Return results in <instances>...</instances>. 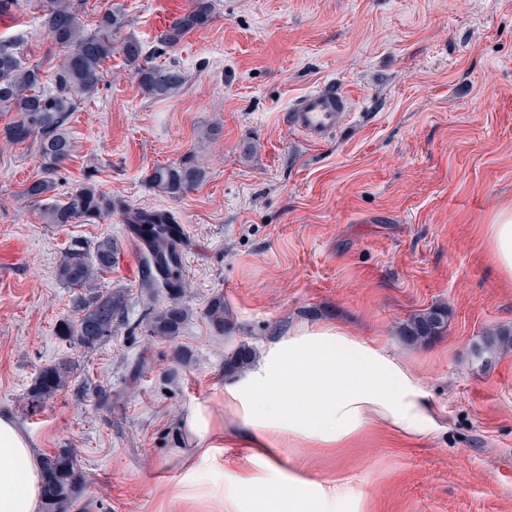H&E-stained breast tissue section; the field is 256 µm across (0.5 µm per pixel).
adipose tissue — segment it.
Returning a JSON list of instances; mask_svg holds the SVG:
<instances>
[{"label": "adipose tissue", "mask_w": 512, "mask_h": 512, "mask_svg": "<svg viewBox=\"0 0 512 512\" xmlns=\"http://www.w3.org/2000/svg\"><path fill=\"white\" fill-rule=\"evenodd\" d=\"M484 243L512 281V207L487 225ZM444 419L411 366L379 341L341 323H299L270 341L220 398L190 408L181 424L188 445L178 457L184 482L194 486L205 472L223 471L233 448L249 449L274 473L270 491L240 470L227 489H215L213 512L228 502L243 512H361L362 479H310L294 449L351 448L378 432L419 439L443 429ZM42 486L28 436L0 413V512H39Z\"/></svg>", "instance_id": "obj_1"}]
</instances>
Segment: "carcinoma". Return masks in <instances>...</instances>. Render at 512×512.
I'll list each match as a JSON object with an SVG mask.
<instances>
[{
    "mask_svg": "<svg viewBox=\"0 0 512 512\" xmlns=\"http://www.w3.org/2000/svg\"><path fill=\"white\" fill-rule=\"evenodd\" d=\"M82 6V0H37L52 43L64 53L50 91L43 90L40 66L23 61L22 41L0 39V112L14 113L12 120L0 128V139L7 144L35 140L42 161L41 176L25 186L23 196L43 206L41 215L47 224H70L75 220L94 224L112 214L115 206L112 196L89 178L65 202H50L58 167L74 149L68 121L76 98L91 97L97 92L105 80L103 64L115 50L114 36L127 26L121 10L107 7L95 29L88 30L79 18ZM214 13L215 0H190L185 12L161 33L160 44L166 48L178 45L189 33L208 26ZM120 52L134 68L142 93L148 98H167L185 83V74L176 65L146 60L143 46L133 37L124 40ZM202 179L198 168L186 164H159L149 176L152 187L170 197L181 196ZM126 221L146 247L142 284L166 292L165 308L157 311L150 307L145 313L147 331L151 336L171 339L179 334L187 317V285L174 219L166 211L150 209L131 210L126 213ZM114 255L112 240L103 239L95 247L94 259H89L82 247L74 246L64 253L56 268L61 282L81 290L77 301L79 319L61 320L57 333L88 350L98 348L127 325L125 295L97 287L101 274L112 267ZM207 316L216 331H224V297L217 296L210 302ZM447 326V309L436 305L408 320L404 333L416 343H426L446 331ZM511 347L512 333L508 331L484 337L481 350L490 360ZM70 374L66 364L43 369L29 391L30 404L39 405L54 396L67 385ZM40 461L49 483L42 512H68L83 488V475L65 449L44 453Z\"/></svg>",
    "mask_w": 512,
    "mask_h": 512,
    "instance_id": "1",
    "label": "carcinoma"
}]
</instances>
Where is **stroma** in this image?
Instances as JSON below:
<instances>
[{
	"mask_svg": "<svg viewBox=\"0 0 512 512\" xmlns=\"http://www.w3.org/2000/svg\"><path fill=\"white\" fill-rule=\"evenodd\" d=\"M111 3L124 35L186 75L153 100L113 53L71 115L75 151L53 198L90 178L111 194V215L44 223L22 195L41 173L35 143L0 144V412L35 454L72 452L85 485L70 512H184L167 498L181 478L167 459L186 412L235 380L233 352L259 354L300 322L378 339L446 412L443 430L415 442L309 449L310 478L362 476L364 512H512V348L489 364L476 353L512 330V282L482 241L512 205V0H216L210 26L173 48L159 36L189 0H86L85 27ZM0 35L20 36L52 87L63 56L32 6L0 20ZM329 82L350 109L313 146L285 115ZM169 163L204 179L159 193L148 176ZM141 208L182 229L189 316L172 341L140 324L146 306L166 304L141 282L144 251L126 224ZM105 238L117 261L99 286L125 292L130 325L88 351L56 334L77 317L56 267L73 244ZM218 294L230 312L221 334L205 316ZM433 305L447 306V331L410 342L404 325ZM59 363L70 383L30 408L37 376Z\"/></svg>",
	"mask_w": 512,
	"mask_h": 512,
	"instance_id": "stroma-1",
	"label": "stroma"
}]
</instances>
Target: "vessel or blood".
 I'll list each match as a JSON object with an SVG mask.
<instances>
[{
    "instance_id": "obj_1",
    "label": "vessel or blood",
    "mask_w": 512,
    "mask_h": 512,
    "mask_svg": "<svg viewBox=\"0 0 512 512\" xmlns=\"http://www.w3.org/2000/svg\"><path fill=\"white\" fill-rule=\"evenodd\" d=\"M347 109L344 91L327 85L299 97L289 108L287 120L308 143L319 145L336 134Z\"/></svg>"
}]
</instances>
